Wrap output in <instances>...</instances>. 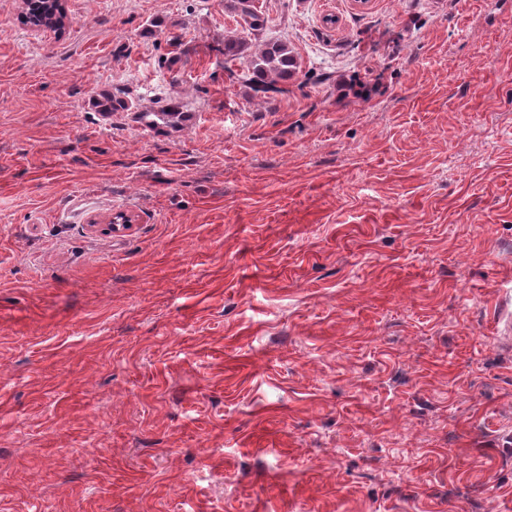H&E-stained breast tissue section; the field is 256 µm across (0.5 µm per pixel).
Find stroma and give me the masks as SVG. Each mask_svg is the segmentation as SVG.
Listing matches in <instances>:
<instances>
[{"label":"stroma","instance_id":"obj_1","mask_svg":"<svg viewBox=\"0 0 512 512\" xmlns=\"http://www.w3.org/2000/svg\"><path fill=\"white\" fill-rule=\"evenodd\" d=\"M258 4L0 0V512H512V0ZM52 1L56 0H24L26 23L55 31L64 29L67 19L64 4L57 5ZM224 9L238 17L236 22L242 33L247 32L246 36H258L266 28L267 20L258 10L256 0H225ZM221 52L225 69L231 70L227 64L236 61L247 64L246 77L255 97L277 92L278 84H288L297 73L296 56L286 39L256 44L244 36L229 35L224 37ZM97 112H101L103 116H109L112 112H125L134 108L132 102L123 100L114 94L99 93L93 101ZM142 112L140 119L144 121L143 117L148 114H153L158 117V121L165 127H176L184 120V106L176 99H167L157 109L139 111Z\"/></svg>","mask_w":512,"mask_h":512}]
</instances>
